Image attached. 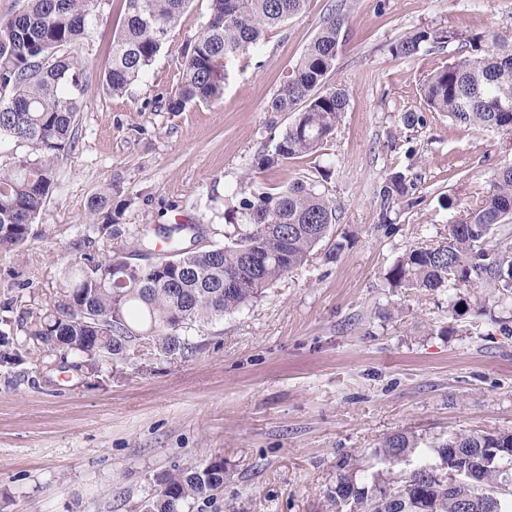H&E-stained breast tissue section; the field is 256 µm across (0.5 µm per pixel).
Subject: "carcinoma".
Returning a JSON list of instances; mask_svg holds the SVG:
<instances>
[{
  "mask_svg": "<svg viewBox=\"0 0 512 512\" xmlns=\"http://www.w3.org/2000/svg\"><path fill=\"white\" fill-rule=\"evenodd\" d=\"M102 0H23L0 24V145L19 143L30 155L0 169V251L27 244L30 227L57 186V169L75 148L77 118L87 93L88 65L72 54L97 23ZM125 15L112 40V63L100 80L122 96L138 82L178 26L193 0H125ZM307 0H208L207 22L185 43L183 68L162 97L169 112L220 96L224 59L255 49L266 33L300 15ZM348 0L307 45L300 60L268 104L288 113V127L274 153L259 165L318 156L331 141L348 91L329 84L345 42ZM446 39L444 33L416 31L390 47L408 58ZM472 53L432 73L421 88L429 111L465 127L512 128V44L488 35L469 38ZM297 178L286 186L261 187L241 198L224 230V245L181 246L182 224L142 227V246L161 236L179 260L176 270H142L120 251L105 261L92 257L71 270L59 288L62 302L38 317L29 339L79 355L87 368L130 361L146 348L185 355L201 348L189 335L260 299L286 273L304 265L336 223V204L319 190L326 174ZM412 183L395 171L385 178L384 202L402 199ZM91 214L106 212L103 229L115 224L112 192L91 198ZM512 166L503 169L491 193L465 221L448 225L447 237L406 252L387 281L393 288L448 290L457 313L468 301L460 289L478 285L512 298ZM32 348L16 345L0 330V364L31 360ZM460 452L472 461L473 478H451ZM429 460L405 472L394 469L413 456ZM373 456L382 468L371 482L358 467L338 474L330 499L336 512H512V433H456L419 447L407 433L386 436ZM224 487V461L186 467L154 477L143 512H187L191 502H209ZM499 500L492 510L493 499Z\"/></svg>",
  "mask_w": 512,
  "mask_h": 512,
  "instance_id": "carcinoma-1",
  "label": "carcinoma"
}]
</instances>
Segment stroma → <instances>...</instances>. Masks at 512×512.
Instances as JSON below:
<instances>
[{"label":"stroma","instance_id":"35a3bbf8","mask_svg":"<svg viewBox=\"0 0 512 512\" xmlns=\"http://www.w3.org/2000/svg\"><path fill=\"white\" fill-rule=\"evenodd\" d=\"M336 3L308 0L250 55L227 57L220 100L169 112L154 101L175 86L208 0H193L124 96L106 93L99 75L125 3L102 0L79 48L92 67L76 146L29 244L0 252L6 332L24 338L32 313L60 301L69 266L117 250L141 256L135 226L199 224L197 246L211 248L224 241L225 209L316 165L338 220L304 266L210 325L196 352L148 348L90 373L44 344L34 361L0 366V512H141L156 474L212 460L224 463V488L189 512H334L327 494L342 463L372 466L387 435L427 447L453 433H512V335L500 331L512 303L456 315L447 292L386 282L399 256L466 220L512 165V129L453 126L421 94L432 72L469 51L470 36L512 42V0H353L330 79L350 101L331 142L320 157L258 169L288 125L267 105ZM423 29L449 39L391 55ZM408 112L423 124L405 126ZM394 171L415 187L387 205L379 189ZM106 189L117 236L87 210Z\"/></svg>","mask_w":512,"mask_h":512}]
</instances>
